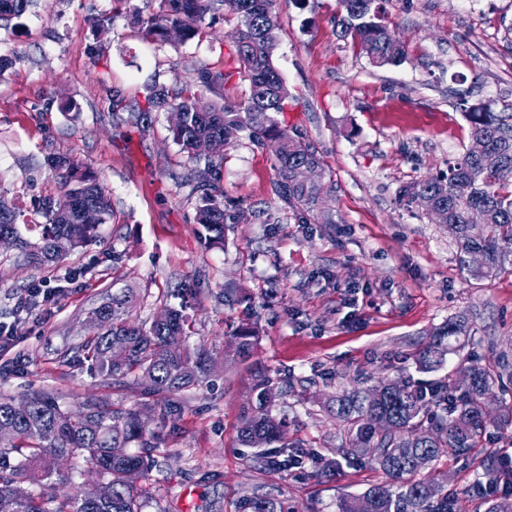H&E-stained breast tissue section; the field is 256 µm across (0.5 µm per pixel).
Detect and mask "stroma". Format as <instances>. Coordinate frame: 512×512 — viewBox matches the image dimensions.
Here are the masks:
<instances>
[{"label":"stroma","mask_w":512,"mask_h":512,"mask_svg":"<svg viewBox=\"0 0 512 512\" xmlns=\"http://www.w3.org/2000/svg\"><path fill=\"white\" fill-rule=\"evenodd\" d=\"M145 8V0H31L21 18L0 21V54L17 58L0 74V191L24 206L54 192L46 158L64 152L98 174L112 202L97 241L65 266L34 269L0 253V322L16 331L0 349V394L50 388L73 410L93 398L147 402L143 386L116 391L90 362L59 360L87 334L90 308L137 289L139 320L184 306L187 345L224 359L206 386L178 395V416L162 429L144 485L166 512H237L256 494L292 512H336L342 497L386 476L370 455L341 460L346 428L327 412L329 395L383 379L457 380L467 355L502 360L479 447L438 466L455 512H488L475 481L498 453H512V425L500 424L512 406V274L478 280L461 269L453 236L398 192L462 156L469 105L512 108V0H381L407 51L405 62L384 67L341 38L337 0H276L273 64L289 93L279 120L318 148L333 221L296 218L273 191L269 154L242 135L225 146L217 177L225 201L248 213L226 225L220 249L194 221L199 166L173 142L167 112L143 134L120 117L150 89L176 90L200 69L230 70L237 20L220 14L194 39L159 45L134 23ZM68 270L76 277L57 303L16 321L32 285ZM460 314L473 318L460 351L420 365L434 328ZM245 329L255 333L246 358L237 353ZM260 370L279 382L273 412L301 444L302 467L253 469L238 440ZM335 460L339 469L327 470ZM95 481L74 458L37 489L64 498Z\"/></svg>","instance_id":"35a3bbf8"}]
</instances>
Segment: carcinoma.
<instances>
[{
  "label": "carcinoma",
  "mask_w": 512,
  "mask_h": 512,
  "mask_svg": "<svg viewBox=\"0 0 512 512\" xmlns=\"http://www.w3.org/2000/svg\"><path fill=\"white\" fill-rule=\"evenodd\" d=\"M157 3L141 18V34L155 41H166V32H181L186 42L201 30L206 15L224 7L238 19L241 43L235 46L240 74L248 81L249 92L242 100L216 105L200 91L187 89L170 93L150 91L145 106L131 109L124 121L144 132L152 125V112L158 108L182 113V123L171 127L174 142L192 161L206 160L208 169L221 165V153L209 154L202 145L224 135V128L236 126L254 145L268 151L273 160L276 196L297 214L312 216L319 224L333 223L330 213L315 212L322 186H305L294 180L302 164L322 167L316 147L303 137L281 126L277 114L286 111L288 89L273 64L276 48V0H147ZM375 0H339L340 35L358 44L375 67L399 65L406 59L404 46L388 32ZM29 0H0V20L22 16ZM471 127V138L485 143L487 156L465 152L448 165V170L428 177L400 191L408 208L425 211V205L443 208L448 223L454 225L456 258L467 269L466 256L483 253L484 263L470 271L477 279H491L512 273V113L495 112L484 103L473 104L464 112ZM47 163L54 172L57 192L42 196L36 208L24 210L13 198L0 193V235L12 234L24 263L36 269L62 265L77 249L94 242L100 226L111 216L110 198L99 178L73 157ZM201 205L195 220L206 231L207 243L224 242V224L239 222L245 211L228 214L224 190L211 183L197 186ZM484 213L480 226L469 223L470 209ZM37 235L36 241L23 231ZM137 297L133 289L92 308L88 319L101 328L84 340L76 351L60 353L62 362L71 356H84L117 387L138 382L164 398L208 383L217 358L206 349L186 348L175 355L167 348V336L186 334L187 316L171 308L167 324L139 323L134 317ZM471 324L456 317L435 329V342L421 356L425 365L442 360L445 339L467 336ZM468 380L463 395H455V383L443 381L429 394L396 380L377 385L380 397L371 399L367 391L353 388L331 396L329 412L347 426L342 456L351 461L355 449H374L375 460L387 481L370 487L361 495L344 498L337 512H453L448 493L439 481H425L417 475L450 458L477 447L485 429V396L495 384L491 367L473 361L460 362ZM253 401L243 412L240 441L249 446L260 442L266 449L253 457L260 470L288 468L290 459H275L267 447L284 442L283 422L272 414L274 386L266 373L255 375ZM29 410L14 408L13 399L0 397V423H9L14 434L0 441V512H145L151 498L137 486L156 464L160 432L141 422L142 409L121 402L91 400L73 412L61 397L49 390H33L27 395ZM444 407L446 416L438 419L431 408ZM376 416L388 420L389 427L378 433L372 424ZM136 446L124 458L111 455L113 448ZM81 458L102 480L108 493L78 488L60 500L43 493L30 494L21 487L25 481L49 479L61 456ZM240 512H289L284 502L267 495H254L241 502Z\"/></svg>",
  "instance_id": "1"
}]
</instances>
